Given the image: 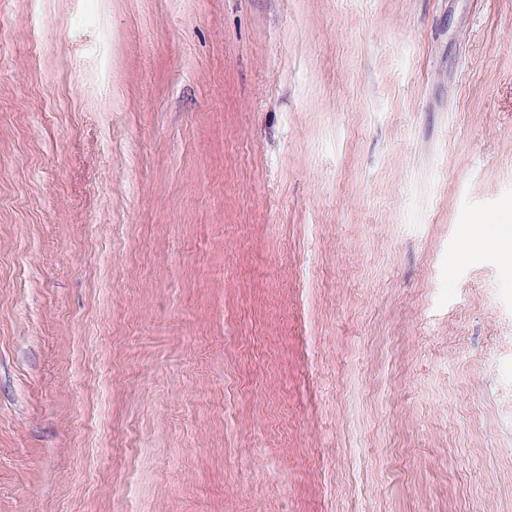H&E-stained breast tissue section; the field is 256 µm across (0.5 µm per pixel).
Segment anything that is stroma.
I'll list each match as a JSON object with an SVG mask.
<instances>
[{
  "label": "stroma",
  "instance_id": "stroma-1",
  "mask_svg": "<svg viewBox=\"0 0 512 512\" xmlns=\"http://www.w3.org/2000/svg\"><path fill=\"white\" fill-rule=\"evenodd\" d=\"M0 512H512V0H0Z\"/></svg>",
  "mask_w": 512,
  "mask_h": 512
}]
</instances>
